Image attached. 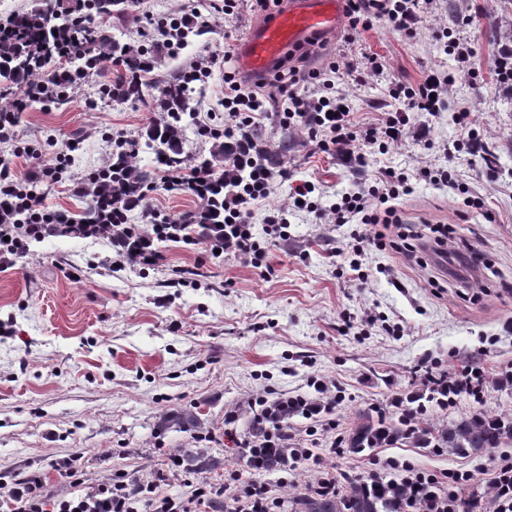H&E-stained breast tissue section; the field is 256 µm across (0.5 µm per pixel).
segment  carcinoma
<instances>
[{
  "label": "carcinoma",
  "mask_w": 512,
  "mask_h": 512,
  "mask_svg": "<svg viewBox=\"0 0 512 512\" xmlns=\"http://www.w3.org/2000/svg\"><path fill=\"white\" fill-rule=\"evenodd\" d=\"M21 32L12 38L0 36V77L10 81L37 62L38 49L53 40L54 33L63 34L80 24V19L69 14H59L41 0L29 11L21 14ZM89 46L113 56L124 52L123 45L112 41L105 32L95 26L85 28ZM160 108L171 112H191L190 94H174L160 100ZM180 133L169 135L157 131L147 133L145 147L155 156L176 157L180 153ZM95 212L87 211L83 223L69 224L62 228L56 224L47 234L85 235L95 227ZM436 403L446 408V397L430 391L419 396L414 407L397 405L399 412L393 416L383 414L374 418L362 415V422L347 436L343 444L347 451L360 454L373 448L395 444H410L416 448H440L459 457H470L491 448H498L506 440H512V417L493 415L482 411L462 413L446 424H438L428 414V404ZM172 426L194 430L199 419L190 410H174L164 414L157 428L166 430ZM289 451L279 449L275 454L259 449V458L266 471L273 472L288 465ZM183 459L188 470L205 473L220 466V461L209 455L205 448H187ZM408 493L404 485L395 480L381 479L375 483L358 478L334 494L318 495L298 491L290 498V512H400Z\"/></svg>",
  "instance_id": "carcinoma-1"
}]
</instances>
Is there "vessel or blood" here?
<instances>
[{
	"label": "vessel or blood",
	"instance_id": "1",
	"mask_svg": "<svg viewBox=\"0 0 512 512\" xmlns=\"http://www.w3.org/2000/svg\"><path fill=\"white\" fill-rule=\"evenodd\" d=\"M343 14L344 0H282L246 30L238 46L239 75L248 81L263 79L287 57L336 39Z\"/></svg>",
	"mask_w": 512,
	"mask_h": 512
}]
</instances>
